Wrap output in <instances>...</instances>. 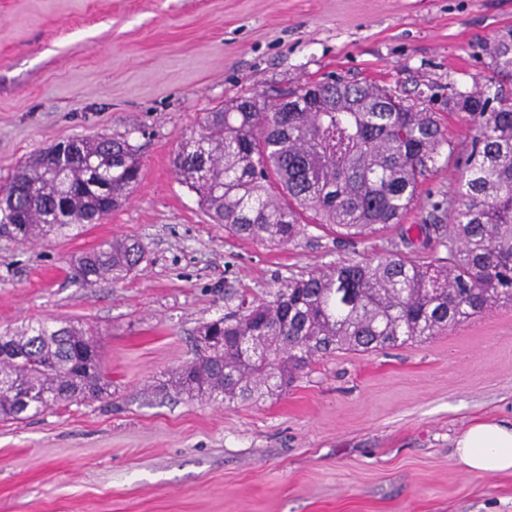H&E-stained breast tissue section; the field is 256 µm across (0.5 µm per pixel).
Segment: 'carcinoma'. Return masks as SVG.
Returning a JSON list of instances; mask_svg holds the SVG:
<instances>
[{
    "label": "carcinoma",
    "mask_w": 512,
    "mask_h": 512,
    "mask_svg": "<svg viewBox=\"0 0 512 512\" xmlns=\"http://www.w3.org/2000/svg\"><path fill=\"white\" fill-rule=\"evenodd\" d=\"M490 58L496 78L511 80L512 29L494 37ZM332 82L310 100L304 86L271 101L241 96L207 113L181 142L175 173L226 231L279 244L304 233L306 213L348 238L398 224L439 161L460 162L452 190L428 193L432 223L418 225L425 244L446 255H407V234L385 256L292 277L270 300L241 299L202 326L224 337V347L197 341L178 370L175 387L191 397L249 399L288 387L317 356L427 340L493 305H512V97L487 84L451 90L448 111L472 122L461 160L432 111V87L407 99L396 86ZM71 142L72 153L55 145L18 165L10 180L18 195L0 208V231L21 243L76 236L139 183L137 149L127 140ZM145 257L140 241L116 237L79 256L75 277L85 286L117 281ZM242 336L262 337L274 384L242 360ZM111 386L100 344L82 328L38 322L0 333V421L59 403L61 391L81 402Z\"/></svg>",
    "instance_id": "obj_1"
}]
</instances>
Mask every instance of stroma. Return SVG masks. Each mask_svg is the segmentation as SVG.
Listing matches in <instances>:
<instances>
[{
  "instance_id": "obj_1",
  "label": "stroma",
  "mask_w": 512,
  "mask_h": 512,
  "mask_svg": "<svg viewBox=\"0 0 512 512\" xmlns=\"http://www.w3.org/2000/svg\"><path fill=\"white\" fill-rule=\"evenodd\" d=\"M512 28V0H0V186L29 155L75 136L135 146L140 183L69 239L0 234V332L28 321L99 332L111 396L0 421V512H512V472L479 474L455 442L512 422V305L444 335L315 358L288 391L232 403L156 390L193 356V335L240 294L390 252L424 223L348 240L309 225L274 246L213 223L172 158L206 113L336 75L433 87L453 141L470 119L449 88L491 75L485 45ZM113 237L146 259L92 287L76 257Z\"/></svg>"
}]
</instances>
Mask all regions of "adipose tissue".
Listing matches in <instances>:
<instances>
[{
    "label": "adipose tissue",
    "instance_id": "1",
    "mask_svg": "<svg viewBox=\"0 0 512 512\" xmlns=\"http://www.w3.org/2000/svg\"><path fill=\"white\" fill-rule=\"evenodd\" d=\"M469 469L482 474L512 471V424L483 421L470 426L456 442Z\"/></svg>",
    "mask_w": 512,
    "mask_h": 512
}]
</instances>
